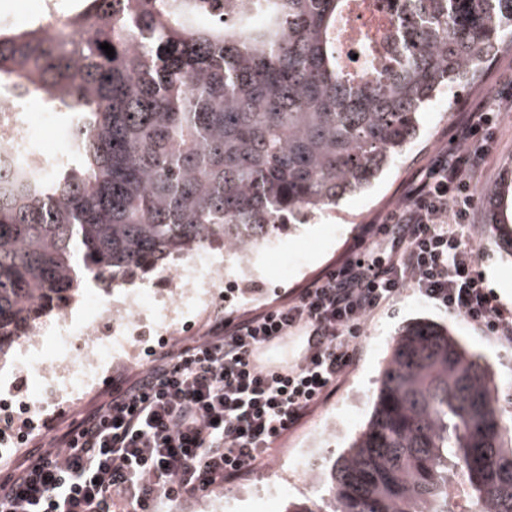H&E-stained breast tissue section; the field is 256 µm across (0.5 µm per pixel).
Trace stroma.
<instances>
[{
	"label": "stroma",
	"instance_id": "35a3bbf8",
	"mask_svg": "<svg viewBox=\"0 0 512 512\" xmlns=\"http://www.w3.org/2000/svg\"><path fill=\"white\" fill-rule=\"evenodd\" d=\"M79 6L80 0H0V26L15 31L28 29L33 23L62 21L72 17ZM511 76L510 32L500 51L485 65L479 81L447 99L443 111L431 107L424 111L418 138L369 189L343 197L307 223L273 233L253 254L252 273L246 281H238L234 260L226 259V283L237 286L238 291L229 300L223 293L213 294V304L226 303L236 311H247L297 292L343 258L361 257L375 250L374 241L363 235L365 225L379 220L406 196L420 168L447 148L462 112L492 100L503 80ZM25 107L34 150L47 155L62 152L63 114L48 111L32 99ZM476 187L473 257L488 289L512 311V112L500 117L498 140L480 168ZM283 253L290 259L284 277L277 267V257ZM423 319L448 326L482 357L497 382L498 413L502 420H512V346L486 335L463 316L437 309L408 287L365 322L356 340L355 359L334 392L279 441L265 467L202 496L177 501L160 498L156 512H285L288 503L320 500L326 494L324 479L333 462L369 419L389 339L408 323ZM55 359V354L48 353L22 369L16 365L15 353L1 356L0 386L24 394L32 391L34 378H41L45 383L43 405L37 414L60 422L71 420L74 411L90 410L111 389L114 377L143 368L148 362L143 354L103 365L96 384L74 390L53 374Z\"/></svg>",
	"mask_w": 512,
	"mask_h": 512
}]
</instances>
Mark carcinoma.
Returning <instances> with one entry per match:
<instances>
[{
  "mask_svg": "<svg viewBox=\"0 0 512 512\" xmlns=\"http://www.w3.org/2000/svg\"><path fill=\"white\" fill-rule=\"evenodd\" d=\"M84 2L0 32V87L67 116L60 154L0 160V355L92 279L118 288L208 242L259 245L368 187L512 27V0H382L397 21L384 61L366 44L349 71L348 0H245L230 22L206 0ZM286 512H512L488 366L440 324L407 326L326 506Z\"/></svg>",
  "mask_w": 512,
  "mask_h": 512,
  "instance_id": "1",
  "label": "carcinoma"
}]
</instances>
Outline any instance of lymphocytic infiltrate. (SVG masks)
I'll use <instances>...</instances> for the list:
<instances>
[{"mask_svg":"<svg viewBox=\"0 0 512 512\" xmlns=\"http://www.w3.org/2000/svg\"><path fill=\"white\" fill-rule=\"evenodd\" d=\"M512 88L456 127L405 201L367 225L381 254L347 258L296 296L242 312L217 311L202 336L157 355L135 378L65 428L28 420L48 448L0 479V512H153L159 496L199 495L252 472L273 445L333 392L365 321L412 287L512 345V313L486 287L472 253L475 173L492 150ZM300 332L323 337L285 371L258 351Z\"/></svg>","mask_w":512,"mask_h":512,"instance_id":"f902f5d3","label":"lymphocytic infiltrate"}]
</instances>
